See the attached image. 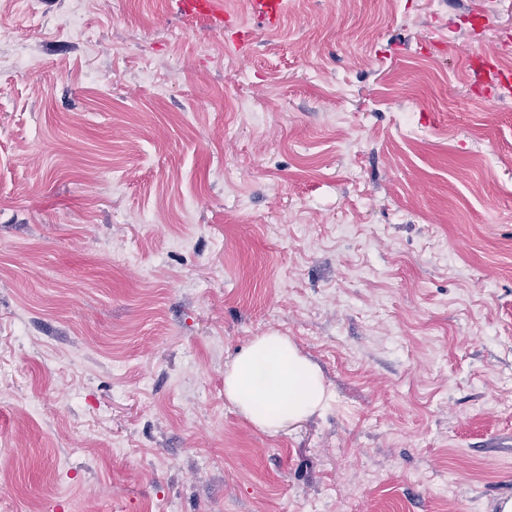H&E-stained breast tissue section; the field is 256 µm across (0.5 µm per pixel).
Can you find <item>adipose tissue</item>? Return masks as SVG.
I'll return each mask as SVG.
<instances>
[{"label": "adipose tissue", "mask_w": 512, "mask_h": 512, "mask_svg": "<svg viewBox=\"0 0 512 512\" xmlns=\"http://www.w3.org/2000/svg\"><path fill=\"white\" fill-rule=\"evenodd\" d=\"M224 396L269 434L321 411L328 400L318 367L277 333L256 337L239 352L224 372Z\"/></svg>", "instance_id": "1"}]
</instances>
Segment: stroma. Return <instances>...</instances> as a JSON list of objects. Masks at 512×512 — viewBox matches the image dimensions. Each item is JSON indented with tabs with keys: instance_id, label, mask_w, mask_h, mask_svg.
<instances>
[{
	"instance_id": "obj_1",
	"label": "stroma",
	"mask_w": 512,
	"mask_h": 512,
	"mask_svg": "<svg viewBox=\"0 0 512 512\" xmlns=\"http://www.w3.org/2000/svg\"><path fill=\"white\" fill-rule=\"evenodd\" d=\"M214 29L0 0V496L9 512H499L512 497V0H289ZM491 19L474 25L475 10ZM290 337L329 403L224 397ZM247 5L251 16L268 31L280 26L287 11L286 0H248ZM470 51L464 54V60L469 65H473L475 61H484L488 71L492 74L496 83L501 87H510L512 85V68L502 65L490 66L485 60V54ZM267 376L259 381V368ZM224 397L258 430L278 434L314 415L328 393L318 367L288 337L257 336L224 372Z\"/></svg>"
}]
</instances>
